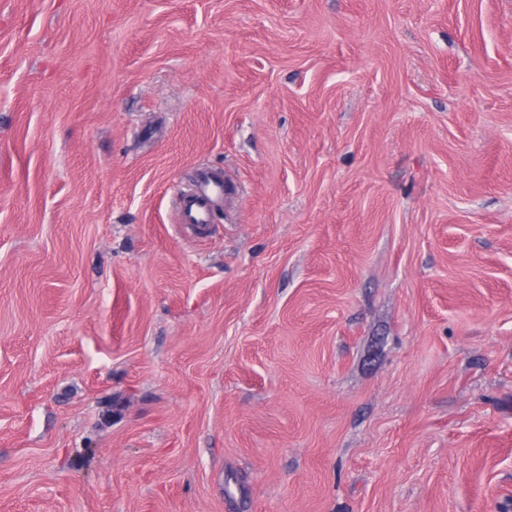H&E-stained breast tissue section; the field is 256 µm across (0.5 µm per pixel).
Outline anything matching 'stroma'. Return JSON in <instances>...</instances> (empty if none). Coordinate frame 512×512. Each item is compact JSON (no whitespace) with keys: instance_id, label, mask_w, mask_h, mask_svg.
Returning a JSON list of instances; mask_svg holds the SVG:
<instances>
[{"instance_id":"stroma-1","label":"stroma","mask_w":512,"mask_h":512,"mask_svg":"<svg viewBox=\"0 0 512 512\" xmlns=\"http://www.w3.org/2000/svg\"><path fill=\"white\" fill-rule=\"evenodd\" d=\"M0 512H512V0H0ZM223 196V177L212 169L200 170L192 186L176 197L181 223L199 228L211 224L214 205Z\"/></svg>"}]
</instances>
